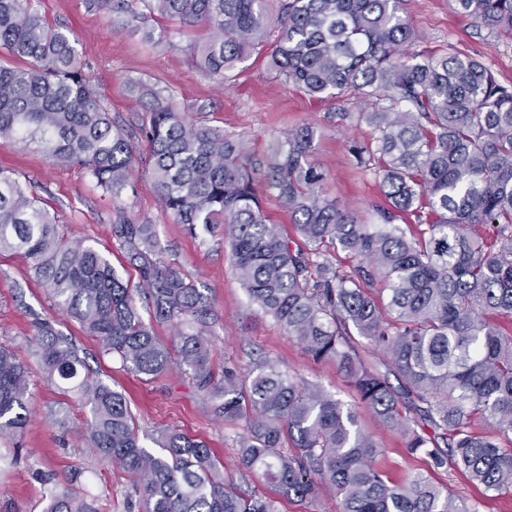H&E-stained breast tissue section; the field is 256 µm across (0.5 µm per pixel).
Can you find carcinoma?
<instances>
[{
    "label": "carcinoma",
    "mask_w": 512,
    "mask_h": 512,
    "mask_svg": "<svg viewBox=\"0 0 512 512\" xmlns=\"http://www.w3.org/2000/svg\"><path fill=\"white\" fill-rule=\"evenodd\" d=\"M403 0H280L271 26L267 0H88L132 22L177 20L202 27L195 63L224 76L270 29L268 67L317 99L354 92L363 112L336 108L370 128L350 150L378 181L384 202L371 223L342 208L315 162V131L304 125L277 141L264 178L288 208L301 242L267 223L245 142L189 121L166 89L138 82L141 136L164 211L191 234L224 229L249 298L316 360L336 362L362 403L437 469L466 471L485 491L512 489V85L467 54L407 56L414 32ZM475 22L512 31V0H454ZM0 48L21 64L0 65V138L34 143L58 166H79L122 203L132 187L136 147L85 75L69 33L28 0H0ZM489 224L488 238L478 227ZM112 238L136 271L121 280L92 245L68 241L55 216L0 170V252L24 258L55 305L135 375L189 369L226 422H241L240 478L317 502L324 488L340 512H479L421 474L399 484L373 465L380 445L355 409L320 388L266 365L245 375L210 367L212 309L196 282L161 256L155 225L121 209ZM359 259L351 271L334 262ZM150 319L144 320L138 303ZM168 324L174 344L157 336ZM386 371L367 364L364 344ZM45 378L90 408L83 448L96 462L134 475L140 512H279L278 501L245 493L206 441L177 430L143 445L125 396L90 374L49 321L33 339ZM395 376L398 386L389 382ZM30 377L0 346V442L12 443L29 417ZM43 512H101L98 501L54 485Z\"/></svg>",
    "instance_id": "obj_1"
}]
</instances>
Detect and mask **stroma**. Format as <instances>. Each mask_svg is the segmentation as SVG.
<instances>
[{
	"instance_id": "obj_1",
	"label": "stroma",
	"mask_w": 512,
	"mask_h": 512,
	"mask_svg": "<svg viewBox=\"0 0 512 512\" xmlns=\"http://www.w3.org/2000/svg\"><path fill=\"white\" fill-rule=\"evenodd\" d=\"M30 3L50 22L74 32L89 81L128 134L136 136L143 115L140 99L129 89L133 81L167 89L172 104L190 121L243 139L260 166L268 160L269 144L309 124L317 130L314 159L327 177L329 194L362 217L371 203L381 201L373 175L359 167L349 151L352 142L367 139L368 127L336 122V101L312 99L273 78L264 49L253 51L221 83L193 61L194 46L205 36L203 29L182 30L151 47L142 29L114 30L108 14L89 8L85 0ZM403 15L416 32L415 40L405 46L407 54L461 52L481 60L499 81L512 83L511 32L475 23L456 9L453 0H404ZM0 168L41 198L70 241L94 245L123 280H136L135 270L112 238L116 207L84 170L55 166L36 145L8 139H0ZM134 184L133 193L123 198L128 214L156 224L163 259L194 278L211 299L215 319L210 365L216 376H223L228 368L243 374L271 364L356 405L354 390L334 362L313 360L249 300L221 236L191 235L166 214L148 170L135 171ZM40 319L52 321L57 330L71 336L96 376L125 395L145 445H152L157 430L174 429L205 440L223 459L225 469L235 470L242 429L218 417L213 401L197 389L190 375L175 370L145 381L117 357L100 354L97 340L47 298L29 264L12 253L0 254V343L14 347L31 366L36 359L30 341ZM32 380L31 417L19 441L21 459L14 464L0 461V512H41L45 492L70 482L99 499L104 512H126L131 476L115 467L92 465L81 448L89 408L76 397L61 394L40 373H33ZM358 421L361 430L379 443L375 464L391 481L419 473L447 487L462 503L478 505L479 512H512V492L485 496L482 486L465 471L453 467L437 471L426 455L408 453L400 437L368 410L359 408Z\"/></svg>"
}]
</instances>
